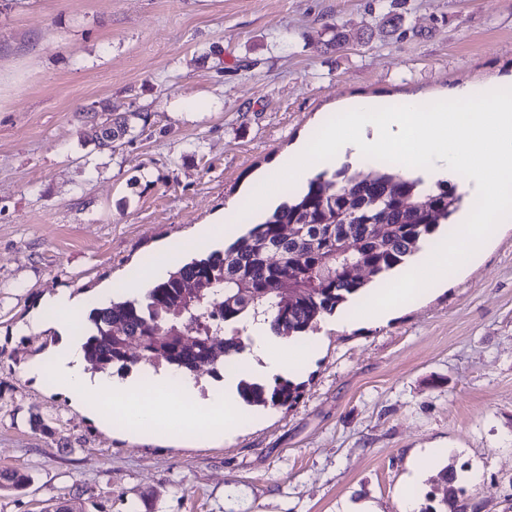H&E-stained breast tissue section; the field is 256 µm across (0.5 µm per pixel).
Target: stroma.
Returning <instances> with one entry per match:
<instances>
[{
  "label": "stroma",
  "instance_id": "obj_1",
  "mask_svg": "<svg viewBox=\"0 0 512 512\" xmlns=\"http://www.w3.org/2000/svg\"><path fill=\"white\" fill-rule=\"evenodd\" d=\"M0 0V512H400L405 477L480 471L458 501L512 512V223L462 274L382 323L322 317L293 407L209 444L102 425L25 367L59 335L20 324L69 290L88 301L159 246L215 224L335 107L448 98L512 81V0ZM364 41L329 49V25ZM199 100L203 111L180 104ZM144 112L97 149L80 112ZM53 427L35 430L31 414Z\"/></svg>",
  "mask_w": 512,
  "mask_h": 512
}]
</instances>
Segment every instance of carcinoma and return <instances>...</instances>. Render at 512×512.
Instances as JSON below:
<instances>
[{
	"label": "carcinoma",
	"mask_w": 512,
	"mask_h": 512,
	"mask_svg": "<svg viewBox=\"0 0 512 512\" xmlns=\"http://www.w3.org/2000/svg\"><path fill=\"white\" fill-rule=\"evenodd\" d=\"M396 8L398 3H392L384 27L387 36L401 38L407 28ZM332 32L327 46L336 51L352 39L344 27L334 26ZM133 118L147 121L141 112L99 117L97 147L114 152L125 139H134ZM288 196L290 201L227 248L185 263L143 298L93 308L83 344L91 369H156L166 364L190 373L202 366L215 372L226 366V357L244 351L241 331L259 319L276 336L304 335L366 286L336 260L337 245H347L350 256L367 265L371 276H382L448 223L462 198L446 183L429 186L387 170L369 179L348 167L331 175L321 172L306 189H291ZM379 224L386 233H375ZM290 225L295 232L286 236L283 229ZM191 279L204 287L186 291L184 283ZM181 336L194 337L193 345H182ZM218 336L224 340H216ZM240 390L245 402L273 407L290 408L301 397V385L289 380L269 387L243 381ZM28 482L19 470H0V490H19ZM83 496L78 489L44 512H82ZM428 501L421 512H448L457 496L439 500L430 495Z\"/></svg>",
	"instance_id": "carcinoma-1"
}]
</instances>
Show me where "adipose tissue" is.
<instances>
[{"mask_svg": "<svg viewBox=\"0 0 512 512\" xmlns=\"http://www.w3.org/2000/svg\"><path fill=\"white\" fill-rule=\"evenodd\" d=\"M76 305L70 292L60 291L50 300V316L39 314L29 320L31 330L55 329L60 342L32 362L28 371L36 377L51 376L71 401L135 436L167 433L201 442L232 437L241 427V381L261 382L285 375L299 362L296 345L274 335L268 325L253 323L249 326L250 352L232 356L223 385L204 395L190 373L171 367L148 370L145 387L136 377L93 376L86 370L83 341L72 334Z\"/></svg>", "mask_w": 512, "mask_h": 512, "instance_id": "ef3b65f1", "label": "adipose tissue"}]
</instances>
